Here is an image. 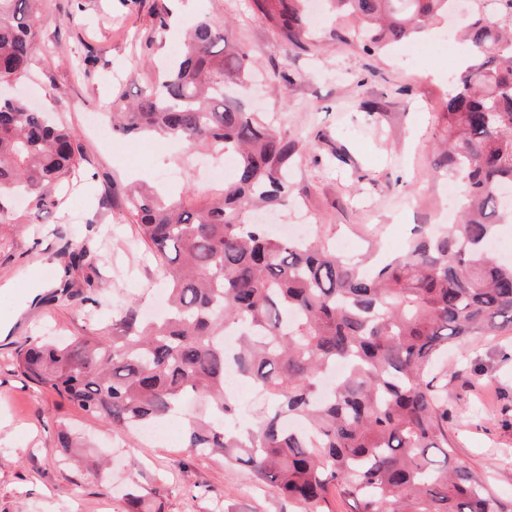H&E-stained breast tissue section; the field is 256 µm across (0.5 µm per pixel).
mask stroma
<instances>
[{
    "label": "stroma",
    "instance_id": "obj_1",
    "mask_svg": "<svg viewBox=\"0 0 512 512\" xmlns=\"http://www.w3.org/2000/svg\"><path fill=\"white\" fill-rule=\"evenodd\" d=\"M172 15L159 35L156 9ZM229 21V38L257 59L255 80L239 95L253 112L277 115L298 140L290 168L296 189L272 212L276 231L293 224L310 237L346 243L358 261L381 251L401 254L418 224L454 217L441 179L426 178L444 127L442 101L458 77L463 52L447 22L406 45L364 52L350 31L332 22L304 47L286 44L252 0H41L35 20L33 71L14 89L61 116L79 134L83 162L69 185L43 210L8 204L0 226V512H126L125 488L152 489L162 512H282L270 491L253 487L245 468L189 457L183 421L174 416L154 441L112 429L79 412L65 397L27 380L17 353L46 336H108L125 309L151 314L165 294V271L128 224L126 185L145 181L178 189L171 180L180 143L146 134L101 132L94 115L135 101L181 42L197 13ZM288 72L290 84L280 74ZM87 242L96 280L112 296L97 305L72 298L51 301L70 278L83 289L84 271L64 274L62 250ZM448 439L457 461L485 472L495 494L512 500V334L479 336L450 349ZM90 435L96 451L111 454L107 480L62 459L58 423Z\"/></svg>",
    "mask_w": 512,
    "mask_h": 512
}]
</instances>
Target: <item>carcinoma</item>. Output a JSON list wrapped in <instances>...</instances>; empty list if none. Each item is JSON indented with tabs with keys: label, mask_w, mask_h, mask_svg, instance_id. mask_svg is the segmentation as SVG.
Listing matches in <instances>:
<instances>
[{
	"label": "carcinoma",
	"mask_w": 512,
	"mask_h": 512,
	"mask_svg": "<svg viewBox=\"0 0 512 512\" xmlns=\"http://www.w3.org/2000/svg\"><path fill=\"white\" fill-rule=\"evenodd\" d=\"M36 0H0V79L24 78L34 61ZM369 53L411 38L454 0H329ZM295 47L311 38L308 0H253ZM459 37L470 58L445 101L444 134L430 176L456 180L458 220L422 227L406 251L375 271L318 239L289 237L248 221L288 198L297 142L266 112H244L232 92L255 70L252 50L228 42L224 23L195 17L184 48L154 86L120 113L123 132L151 131L231 156L219 193L184 187L165 197L125 193L130 223L165 266L168 314H118L109 337L37 340L17 354L22 373L121 431L163 423L185 398L189 455L245 467L294 512H512L482 473L453 458L448 440V347L512 332V262L490 250L512 207V0H470ZM73 128L22 98L0 97V211L19 194L41 209L75 174ZM237 337L234 348L224 337ZM345 374L329 396L323 381ZM264 395L272 408L253 428L225 378ZM59 448L78 455L90 440L59 426ZM129 512H161L152 491L132 486Z\"/></svg>",
	"instance_id": "cac0c4a2"
}]
</instances>
